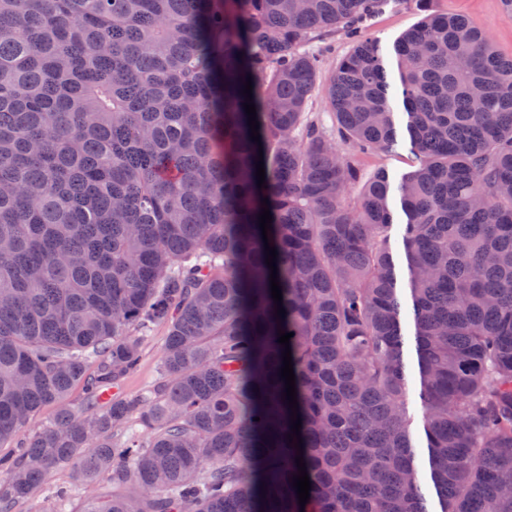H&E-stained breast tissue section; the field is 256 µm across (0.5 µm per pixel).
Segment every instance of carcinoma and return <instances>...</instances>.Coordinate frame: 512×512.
Wrapping results in <instances>:
<instances>
[{
	"mask_svg": "<svg viewBox=\"0 0 512 512\" xmlns=\"http://www.w3.org/2000/svg\"><path fill=\"white\" fill-rule=\"evenodd\" d=\"M382 3L0 0V442L57 406L0 458V512L65 466L112 480L81 512H429L422 455L439 512H512V58L430 14L393 45L397 85L361 39L322 74L308 46ZM395 87L413 148L407 305L389 176L362 185L357 164L397 145ZM156 325L158 380L108 395Z\"/></svg>",
	"mask_w": 512,
	"mask_h": 512,
	"instance_id": "1",
	"label": "carcinoma"
}]
</instances>
